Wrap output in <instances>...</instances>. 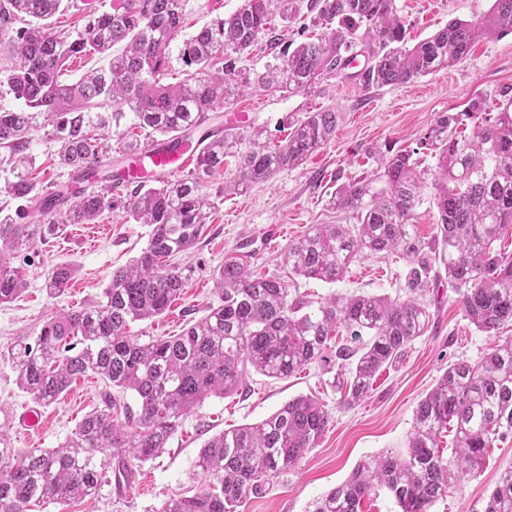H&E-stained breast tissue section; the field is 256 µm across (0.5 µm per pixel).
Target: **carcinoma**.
Returning a JSON list of instances; mask_svg holds the SVG:
<instances>
[{
	"mask_svg": "<svg viewBox=\"0 0 512 512\" xmlns=\"http://www.w3.org/2000/svg\"><path fill=\"white\" fill-rule=\"evenodd\" d=\"M301 0H240L227 17L182 40L184 78L164 83L172 46L181 35L186 0H115L110 11L90 10L76 37L58 36L52 18L70 0H0V50L12 66L5 81L18 109L0 108V148L8 150L12 180L4 193L26 202L20 216L0 209V304L25 286L14 255L58 234L67 224H94L106 211L121 209L137 224L151 226L147 246L125 267L112 272L104 303L51 317L34 343L14 349L17 384L40 404L58 402L82 376L97 375L138 404L122 406L125 422L112 416L116 401L87 413L58 447L20 451L11 447L0 423V512H30L37 503L63 504L95 497L103 479L102 455L117 460L126 478L131 463L164 451L184 417L210 396L239 389L247 369L286 378L312 362L340 361L332 386L340 404L364 400L376 373L395 362L430 322L426 296L438 281L432 255L448 273L464 316L495 337L512 325V258L494 249L512 230V98L501 92L496 117H483L484 102L461 112H441L412 150L377 148L374 171L336 189L329 206L350 212L355 224H315L288 243V278L248 273L231 255L216 275L219 301L182 334L140 342L129 323L150 319L178 299L189 280L170 258L192 249L210 217L201 183L237 160V176L224 191L242 193L294 168L336 132L332 110L288 116V137L274 147L264 131L239 132L207 124L208 113L234 104L248 88L294 94L338 76L358 56L365 89L406 84L450 68L481 38L512 33V0H493L491 10L472 20H453L413 47L406 46L405 21L395 0H310L315 26L330 32L280 50L272 27L278 16L292 21ZM23 26H17V23ZM267 37L272 61L263 70L241 66L259 36ZM108 67L73 83L60 75L67 62L87 51L106 54ZM55 128L57 157L84 189L66 193L38 187L34 161L26 152L33 112ZM112 129L120 152L140 148L138 137L159 134L190 138L201 145L190 177L156 187H135L125 195L99 185L97 167L108 153L102 131ZM470 130L464 135L460 129ZM432 150L437 176L433 202L439 212L434 239L425 242L412 219L427 188L413 156ZM399 253L407 259L404 295H332L316 311L292 295L290 281L343 280L355 260ZM75 270L57 265L45 288L58 294ZM366 333L361 347L341 345L328 356L336 327ZM330 419L326 406L310 396L288 400L272 415L228 428L201 448L197 467L218 484L190 497L164 501L157 512H237L294 468L316 444ZM455 426L449 457L439 437ZM512 434V340L493 345L478 362L459 360L419 401L405 452L386 451L359 464L347 480L313 502L311 512H360L374 485L386 487L401 512H429L447 496L453 480L475 477L493 440ZM471 512H512V469Z\"/></svg>",
	"mask_w": 512,
	"mask_h": 512,
	"instance_id": "cac0c4a2",
	"label": "carcinoma"
}]
</instances>
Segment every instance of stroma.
Returning <instances> with one entry per match:
<instances>
[{
  "label": "stroma",
  "instance_id": "35a3bbf8",
  "mask_svg": "<svg viewBox=\"0 0 512 512\" xmlns=\"http://www.w3.org/2000/svg\"><path fill=\"white\" fill-rule=\"evenodd\" d=\"M407 27L409 44L426 39L454 18L474 19L487 12L492 0H395ZM355 68L321 81L308 92L288 95L249 89L232 107L221 109L223 122L235 113H247L238 131L260 128L272 141L284 139L286 119L292 113L332 108L343 120L331 140L299 167L282 171L244 194H226L234 163L225 164L202 183L211 204V218L198 243L188 253L173 258V265L191 270L180 299L161 316L130 324L141 341L176 336L217 303L215 275L227 256L239 254L253 275H284L283 253L289 242L307 234L315 224H348V212L329 208L327 199L338 184L360 178L374 168L368 155L387 143L415 147L418 139L442 112H458L478 97L487 111L497 108L500 90L512 89V34L494 36L475 44L455 67L422 76L402 86L363 88ZM51 125L36 117L27 152L35 160L38 178L47 187L70 192L81 182L62 168ZM151 228L136 224L121 211L105 213L94 224H69L15 260L26 281L11 303L0 305V418L9 424L13 448L33 450L58 447L85 414L104 408L108 386L87 375L73 382L55 404L42 407L44 425L38 434L24 438L19 416L33 406L31 395L17 384L8 354L16 342H34L43 322L61 310L101 304L113 270L125 266L146 247ZM68 264L76 275L65 293L50 296L45 288L48 272ZM405 259L368 257L355 261L343 281L326 284L297 279L299 295L319 301L331 294L400 295L399 276ZM431 321L424 336L415 340L397 362L383 368L361 403L344 407L331 386L332 376L323 364L313 363L284 379L247 371L243 388L224 397H210L183 419L165 451L135 464L124 484H102L92 501L94 512H158L175 496H190L215 484L196 462L204 442L224 429L259 422L288 400L308 395L327 405L331 420L301 461L274 480L269 490L248 496L239 512H310L313 502L345 481L362 462L392 450L403 451L413 425L418 402L433 388L448 366L460 360L478 361L493 342L465 319L447 276H440L426 297ZM512 468V435L494 441L479 476L461 477L430 512H470L486 497L500 474Z\"/></svg>",
  "mask_w": 512,
  "mask_h": 512
}]
</instances>
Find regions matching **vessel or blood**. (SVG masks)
<instances>
[{"mask_svg":"<svg viewBox=\"0 0 512 512\" xmlns=\"http://www.w3.org/2000/svg\"><path fill=\"white\" fill-rule=\"evenodd\" d=\"M194 154V148L175 139L147 146L133 152L131 164L115 177L114 183L119 187H144L165 181L182 171Z\"/></svg>","mask_w":512,"mask_h":512,"instance_id":"1","label":"vessel or blood"}]
</instances>
